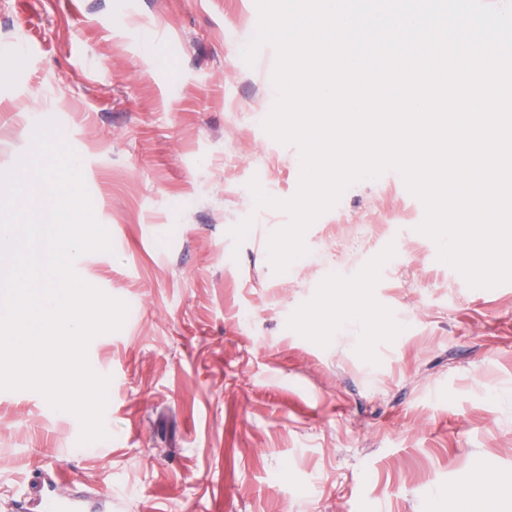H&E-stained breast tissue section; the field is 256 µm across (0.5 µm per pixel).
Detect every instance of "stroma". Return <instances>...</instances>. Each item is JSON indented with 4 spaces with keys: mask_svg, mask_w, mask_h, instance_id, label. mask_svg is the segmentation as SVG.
<instances>
[{
    "mask_svg": "<svg viewBox=\"0 0 512 512\" xmlns=\"http://www.w3.org/2000/svg\"><path fill=\"white\" fill-rule=\"evenodd\" d=\"M255 0H0V172L38 123L79 156L113 253L78 275L126 301L95 337L110 376L100 453L34 391H0V512L39 470L112 512H448L474 475L512 481V283L474 289L418 233L393 172L349 187L282 274L296 147L263 129L273 48L240 52ZM367 282L394 335L364 350L302 320Z\"/></svg>",
    "mask_w": 512,
    "mask_h": 512,
    "instance_id": "1",
    "label": "stroma"
}]
</instances>
